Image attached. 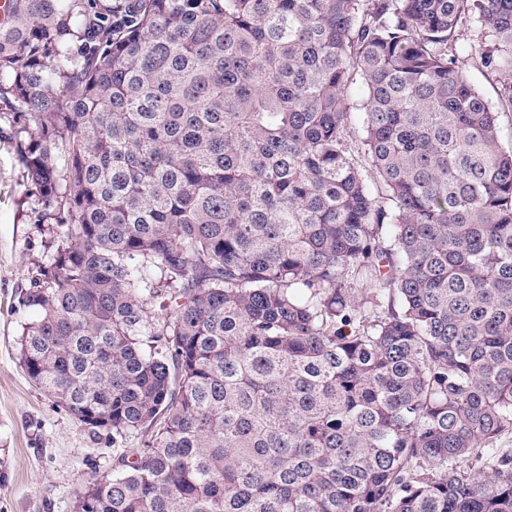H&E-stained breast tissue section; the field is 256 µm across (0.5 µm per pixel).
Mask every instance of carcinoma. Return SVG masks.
Returning a JSON list of instances; mask_svg holds the SVG:
<instances>
[{
  "instance_id": "carcinoma-1",
  "label": "carcinoma",
  "mask_w": 512,
  "mask_h": 512,
  "mask_svg": "<svg viewBox=\"0 0 512 512\" xmlns=\"http://www.w3.org/2000/svg\"><path fill=\"white\" fill-rule=\"evenodd\" d=\"M471 66L512 0H9L57 241L19 363L119 450L73 512H512V80Z\"/></svg>"
}]
</instances>
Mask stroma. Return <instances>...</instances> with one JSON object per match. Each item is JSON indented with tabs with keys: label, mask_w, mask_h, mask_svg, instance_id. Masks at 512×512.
<instances>
[{
	"label": "stroma",
	"mask_w": 512,
	"mask_h": 512,
	"mask_svg": "<svg viewBox=\"0 0 512 512\" xmlns=\"http://www.w3.org/2000/svg\"><path fill=\"white\" fill-rule=\"evenodd\" d=\"M8 122H0V512H73L76 493L110 474L112 441L53 405L21 368L18 340L32 311L18 303L29 268L56 249L29 194Z\"/></svg>",
	"instance_id": "obj_1"
}]
</instances>
